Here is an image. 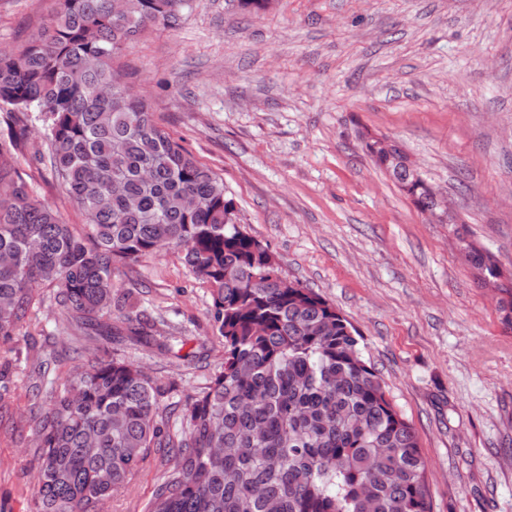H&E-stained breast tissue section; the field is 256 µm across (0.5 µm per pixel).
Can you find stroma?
Here are the masks:
<instances>
[{"instance_id":"obj_1","label":"stroma","mask_w":512,"mask_h":512,"mask_svg":"<svg viewBox=\"0 0 512 512\" xmlns=\"http://www.w3.org/2000/svg\"><path fill=\"white\" fill-rule=\"evenodd\" d=\"M53 0H0V50H18ZM121 65L157 123L224 180L243 228L284 278L312 289L358 330L363 354L412 425L434 512H512V330L464 243L512 274V0H191L171 30H146ZM16 161L35 199L81 227L42 157L39 121ZM395 140L447 196L455 223L421 212L362 148ZM158 334L107 345L69 323L52 289L14 338L0 404V507L30 512L38 449L34 388H62L102 347L139 363L182 407L224 361L207 283L164 249L118 265ZM51 360L48 379L34 369ZM166 470L152 449L106 512H147Z\"/></svg>"}]
</instances>
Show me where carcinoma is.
I'll list each match as a JSON object with an SVG mask.
<instances>
[{
  "label": "carcinoma",
  "mask_w": 512,
  "mask_h": 512,
  "mask_svg": "<svg viewBox=\"0 0 512 512\" xmlns=\"http://www.w3.org/2000/svg\"><path fill=\"white\" fill-rule=\"evenodd\" d=\"M188 0H56L52 18L18 52L0 55V355L55 289L71 323L89 334L173 351L130 297H114L116 265L167 246L209 284L224 365L188 400L172 439L167 386L110 352L74 369L49 407L32 416L40 447L32 512H94L125 485L151 448H168L149 512H433L426 461L411 424L389 399L335 308L309 288L281 286V269L256 251L229 211L224 180L154 120L142 96L120 86L113 63L147 27L174 28ZM37 113L50 167L85 216L74 232L31 195L11 160L28 147ZM422 211L433 202L398 158L365 142ZM491 280L486 252L465 246ZM512 328V283L499 284ZM122 324L118 328L108 319ZM82 397L70 399L72 391ZM95 436L97 451H86Z\"/></svg>",
  "instance_id": "1"
}]
</instances>
